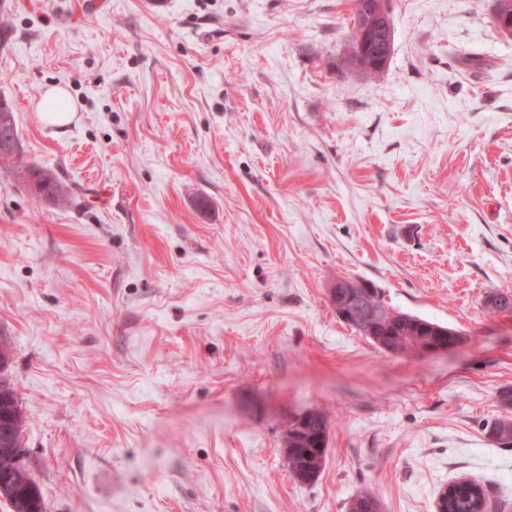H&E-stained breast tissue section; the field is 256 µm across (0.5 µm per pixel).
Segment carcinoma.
<instances>
[{
    "instance_id": "obj_1",
    "label": "carcinoma",
    "mask_w": 512,
    "mask_h": 512,
    "mask_svg": "<svg viewBox=\"0 0 512 512\" xmlns=\"http://www.w3.org/2000/svg\"><path fill=\"white\" fill-rule=\"evenodd\" d=\"M495 25L504 33L512 35V0H495L493 12ZM359 35L351 30L344 44L343 59L346 67L366 78H375L383 70L371 71L367 60L358 48ZM20 141L13 110L0 109V138ZM0 172L19 180L32 196L49 202L64 203L68 194L56 175L27 159L21 152L0 153ZM360 298L364 306L381 313L372 319H352L345 322L350 329L370 340L375 346L395 356H409L415 350L428 345L433 340V332L442 330L448 333V342L461 341L464 336L457 330L448 328L425 318L398 311L384 301L378 288ZM485 307L493 312H512V295L492 292L485 297ZM0 416L9 421V427L17 447H23L21 437L24 430V417L21 413L16 389L9 387L0 392ZM328 416L320 411L288 428L283 439V454L288 472L299 484L314 482L321 474L328 447ZM489 440L502 448L512 447V418L504 415L492 419L485 425ZM24 474L27 479H18L9 490L14 512H47L38 484L30 477L23 459L0 453V475ZM490 496L485 486L479 482L461 483L455 481L448 488L446 512H490ZM347 512H383L382 501L369 489L354 494L346 504Z\"/></svg>"
}]
</instances>
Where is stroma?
I'll use <instances>...</instances> for the list:
<instances>
[{
  "label": "stroma",
  "mask_w": 512,
  "mask_h": 512,
  "mask_svg": "<svg viewBox=\"0 0 512 512\" xmlns=\"http://www.w3.org/2000/svg\"><path fill=\"white\" fill-rule=\"evenodd\" d=\"M495 0H392L384 72L341 64L348 0H13L0 97L59 206L0 175V334L47 512H435L512 503L484 422L512 386V36ZM76 107L44 123L46 91ZM459 330L394 356L336 277ZM329 416L310 485L282 436ZM458 480L440 492L436 506L446 501V512H498L488 510L490 496L483 484L476 481L461 483ZM347 512H383L382 501L369 489L354 494L346 504Z\"/></svg>",
  "instance_id": "obj_1"
}]
</instances>
